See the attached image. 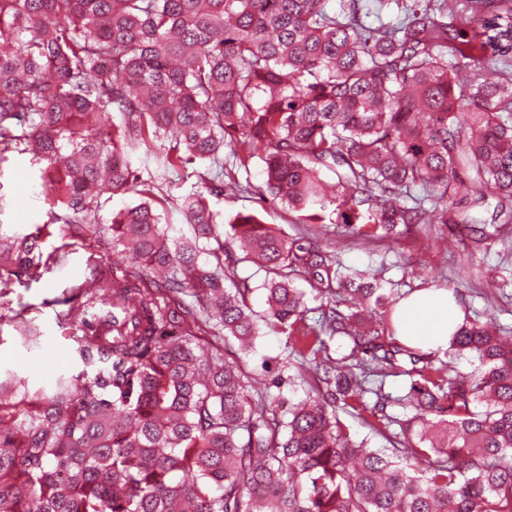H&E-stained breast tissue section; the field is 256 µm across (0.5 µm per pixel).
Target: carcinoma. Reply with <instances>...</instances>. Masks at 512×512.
Segmentation results:
<instances>
[{
	"instance_id": "cac0c4a2",
	"label": "carcinoma",
	"mask_w": 512,
	"mask_h": 512,
	"mask_svg": "<svg viewBox=\"0 0 512 512\" xmlns=\"http://www.w3.org/2000/svg\"><path fill=\"white\" fill-rule=\"evenodd\" d=\"M1 45L0 160L42 165L50 211L0 231V296L43 277L44 238L66 249L96 232L102 199L137 200L107 225L129 266L101 260L92 287L52 300L79 325L63 352L82 369L47 386L0 374V512H512V339L465 316L448 352L477 366L453 377L365 321L387 294L305 232L242 212L226 231L192 192L176 204L192 237L173 238L140 176L191 172L220 197L242 188L227 145L300 224L507 240L512 0H0ZM233 243L265 273L260 318L224 265ZM298 278L327 300L316 327ZM11 321L36 343L25 307ZM262 325L300 359L305 398L286 412L246 359ZM215 330L243 358L225 360ZM392 376L410 379L398 440L352 441L336 406L385 418Z\"/></svg>"
}]
</instances>
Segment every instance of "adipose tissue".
Listing matches in <instances>:
<instances>
[{"label":"adipose tissue","instance_id":"adipose-tissue-1","mask_svg":"<svg viewBox=\"0 0 512 512\" xmlns=\"http://www.w3.org/2000/svg\"><path fill=\"white\" fill-rule=\"evenodd\" d=\"M462 317L453 292L423 288L399 301L391 316L392 334L402 344L432 352L447 346L450 332Z\"/></svg>","mask_w":512,"mask_h":512}]
</instances>
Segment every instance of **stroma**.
Returning a JSON list of instances; mask_svg holds the SVG:
<instances>
[{"mask_svg": "<svg viewBox=\"0 0 512 512\" xmlns=\"http://www.w3.org/2000/svg\"><path fill=\"white\" fill-rule=\"evenodd\" d=\"M39 167L28 154L7 153L0 162V228L23 227L34 231L48 219L49 205L33 186ZM249 191L225 190L223 196L210 198L221 222L239 212H253L267 224L294 235L299 231L295 216L280 203L261 201L265 177L259 162H251ZM318 245L337 253L343 267L379 273L391 301H399L420 288H444L453 291L467 311L479 319L492 320L512 334V241L494 243L487 253L467 255L460 232L445 225H432L429 233L398 241L375 239L360 243L341 233L335 225H323L316 236ZM104 247L94 237L76 241L67 250L62 263L51 265L39 282L13 288L0 297V370L36 372L40 381H48L64 366L58 354L68 333L55 322L49 301L69 285L92 276L95 258ZM28 305L29 316L42 335L33 347H25L10 318L19 305Z\"/></svg>", "mask_w": 512, "mask_h": 512, "instance_id": "35a3bbf8", "label": "stroma"}]
</instances>
